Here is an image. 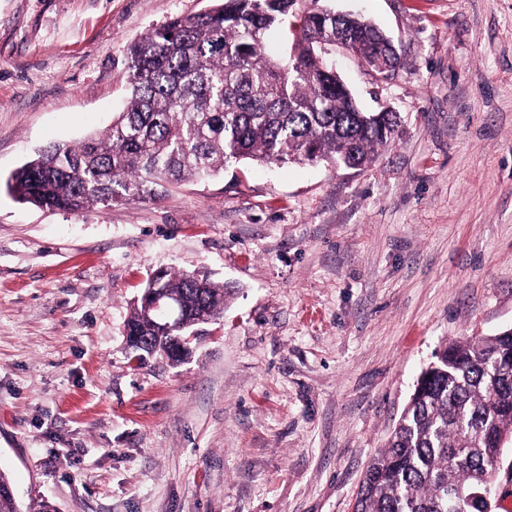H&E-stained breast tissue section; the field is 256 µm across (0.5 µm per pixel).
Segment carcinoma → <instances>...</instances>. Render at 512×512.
Instances as JSON below:
<instances>
[{
	"label": "carcinoma",
	"mask_w": 512,
	"mask_h": 512,
	"mask_svg": "<svg viewBox=\"0 0 512 512\" xmlns=\"http://www.w3.org/2000/svg\"><path fill=\"white\" fill-rule=\"evenodd\" d=\"M319 2L213 0L205 11L151 31L128 50L125 109L99 135L39 151L7 180L12 196L81 213L154 198L246 160L369 167L393 141L400 116L361 109L336 81L329 54L339 43L363 63L379 56V45L359 24L336 22ZM275 28L292 38L272 57L266 39ZM157 283L189 305L172 336L215 320L233 295L192 272L166 271ZM145 317L140 296L127 324L174 362L169 339L156 338ZM506 436L512 439V328L447 343L368 466L353 512H460L451 498L478 483ZM8 485L1 471L0 512L52 509L48 501L22 506L6 495Z\"/></svg>",
	"instance_id": "carcinoma-1"
}]
</instances>
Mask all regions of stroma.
Here are the masks:
<instances>
[{
  "label": "stroma",
  "mask_w": 512,
  "mask_h": 512,
  "mask_svg": "<svg viewBox=\"0 0 512 512\" xmlns=\"http://www.w3.org/2000/svg\"><path fill=\"white\" fill-rule=\"evenodd\" d=\"M391 36V80L337 57L398 137L367 169L227 167L76 214L5 183L102 133L127 52L210 0H0V471L59 512H352L449 341L512 328V0H327ZM235 288L180 365L132 367L148 275Z\"/></svg>",
  "instance_id": "obj_1"
}]
</instances>
